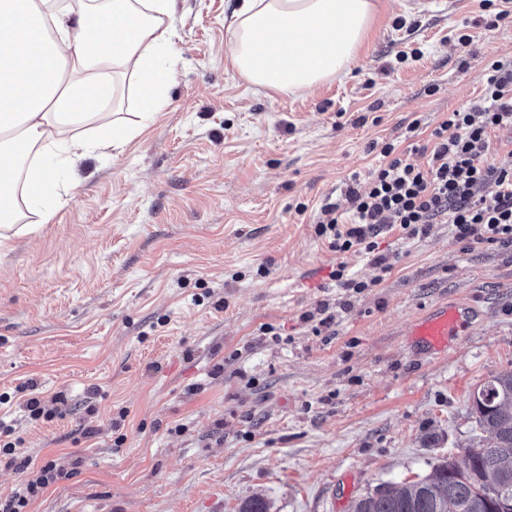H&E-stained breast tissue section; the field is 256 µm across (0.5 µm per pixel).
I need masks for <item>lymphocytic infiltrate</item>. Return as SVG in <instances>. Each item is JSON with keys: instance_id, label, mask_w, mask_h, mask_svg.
Segmentation results:
<instances>
[{"instance_id": "obj_1", "label": "lymphocytic infiltrate", "mask_w": 512, "mask_h": 512, "mask_svg": "<svg viewBox=\"0 0 512 512\" xmlns=\"http://www.w3.org/2000/svg\"><path fill=\"white\" fill-rule=\"evenodd\" d=\"M495 130L512 132V58L493 61L483 96L448 112L433 129L426 166L408 163L393 144L384 145L386 162L366 187L346 189L349 221H341L337 204L326 203L317 235L329 239L333 250L356 247L370 254L381 232L398 228L413 238L422 226L442 221L452 225L457 240L511 247L512 161L491 160ZM19 466L28 476L0 500V512H26L49 486L68 476L52 460L25 457Z\"/></svg>"}]
</instances>
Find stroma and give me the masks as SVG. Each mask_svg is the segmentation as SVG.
<instances>
[{
  "mask_svg": "<svg viewBox=\"0 0 512 512\" xmlns=\"http://www.w3.org/2000/svg\"><path fill=\"white\" fill-rule=\"evenodd\" d=\"M236 3L178 0L162 112L116 157L78 162L69 204L0 258V420L72 473L30 512H238L255 494L349 512L463 460L472 392L512 370V249L432 224L411 244L381 233L382 267L316 233L380 146L426 163L438 121L512 56V21L487 27L479 0H373L349 76L278 94L227 58ZM341 264L368 289L337 286ZM439 304L471 315L433 360L409 331ZM57 393L64 415L28 422L24 401Z\"/></svg>",
  "mask_w": 512,
  "mask_h": 512,
  "instance_id": "1",
  "label": "stroma"
}]
</instances>
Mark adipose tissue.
<instances>
[{
    "instance_id": "obj_1",
    "label": "adipose tissue",
    "mask_w": 512,
    "mask_h": 512,
    "mask_svg": "<svg viewBox=\"0 0 512 512\" xmlns=\"http://www.w3.org/2000/svg\"><path fill=\"white\" fill-rule=\"evenodd\" d=\"M176 0H0V254L70 200L77 162L123 151L161 112L178 72ZM371 0H241L233 68L280 93L347 76ZM138 89L136 119L118 115Z\"/></svg>"
}]
</instances>
